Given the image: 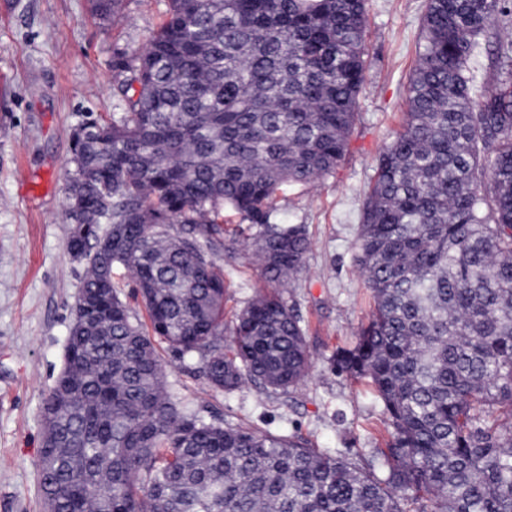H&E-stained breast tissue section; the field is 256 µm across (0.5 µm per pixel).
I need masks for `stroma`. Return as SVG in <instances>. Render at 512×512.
I'll return each instance as SVG.
<instances>
[{"label": "stroma", "instance_id": "obj_1", "mask_svg": "<svg viewBox=\"0 0 512 512\" xmlns=\"http://www.w3.org/2000/svg\"><path fill=\"white\" fill-rule=\"evenodd\" d=\"M427 0H369L367 87L345 161L315 183L284 186L270 221L305 225L311 249L284 285L306 332L309 376L286 392L247 383L225 392L200 355H165V386L205 421L295 435L361 464L383 447L387 421L371 386L336 374L372 309L356 261L362 203L376 158L399 129L422 44ZM166 0H126L99 20L91 0H0V512H44L36 463L43 402L61 367L84 267L67 250L64 174L73 130L111 121L115 48L141 46ZM225 318L267 282L247 244L224 258Z\"/></svg>", "mask_w": 512, "mask_h": 512}]
</instances>
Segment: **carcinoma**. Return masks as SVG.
Here are the masks:
<instances>
[{
    "instance_id": "obj_1",
    "label": "carcinoma",
    "mask_w": 512,
    "mask_h": 512,
    "mask_svg": "<svg viewBox=\"0 0 512 512\" xmlns=\"http://www.w3.org/2000/svg\"><path fill=\"white\" fill-rule=\"evenodd\" d=\"M106 21L125 0H93ZM512 0H428L400 128L376 159L357 262L373 297L332 369L365 380L386 447L357 466L292 435L207 423L173 400L157 345L216 390L308 375L280 292L311 242L271 224L286 185L344 160L367 82V0H167L116 49L124 111L72 135L67 249L85 267L37 463L55 512H512ZM494 56L472 97L470 63ZM256 229L268 288L224 332L220 256ZM125 268L150 330L113 282Z\"/></svg>"
}]
</instances>
